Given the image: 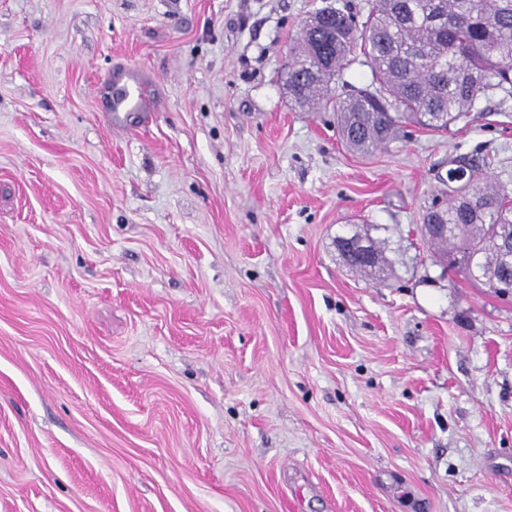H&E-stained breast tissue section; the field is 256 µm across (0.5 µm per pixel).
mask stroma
I'll list each match as a JSON object with an SVG mask.
<instances>
[{
  "mask_svg": "<svg viewBox=\"0 0 512 512\" xmlns=\"http://www.w3.org/2000/svg\"><path fill=\"white\" fill-rule=\"evenodd\" d=\"M322 5L0 0V512H512V299L417 231L512 98L353 153L282 86ZM111 83L110 112L116 123L130 113L139 112L145 118L148 112L154 111L155 102L146 93L147 81L135 67H117L112 72ZM344 238L351 239V240L355 241V243H357L358 245H360L364 248H367V250L371 251L372 255H373V263L369 266V269L361 267V266H357V265H352L349 263H348L349 265L343 263L345 266H347L351 269H356L360 272H363V273L369 274V275L376 274L377 272H380V270H383L384 260H383L381 248H380V246H378L377 242L374 239L369 237L368 234H365L364 237L362 235H360L359 233H354L353 235H351L349 237L348 236H337L336 241H338L340 239H344Z\"/></svg>",
  "mask_w": 512,
  "mask_h": 512,
  "instance_id": "obj_1",
  "label": "stroma"
}]
</instances>
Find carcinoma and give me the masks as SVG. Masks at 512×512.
<instances>
[{"label":"carcinoma","instance_id":"obj_1","mask_svg":"<svg viewBox=\"0 0 512 512\" xmlns=\"http://www.w3.org/2000/svg\"><path fill=\"white\" fill-rule=\"evenodd\" d=\"M361 52L372 81L342 98L331 84ZM288 96L302 110L330 107L339 134L357 154H371L399 128L414 123L443 132L477 109L488 89L512 96V0H369L366 21L330 3L303 24L290 47L285 78ZM448 223L453 235L430 243L434 256L461 254L477 275L470 283L500 289L492 276L508 271L512 244L498 245L499 231L512 230V192L485 176L473 161L467 178L448 185ZM372 252L365 274L383 269L382 251L369 236H349Z\"/></svg>","mask_w":512,"mask_h":512}]
</instances>
